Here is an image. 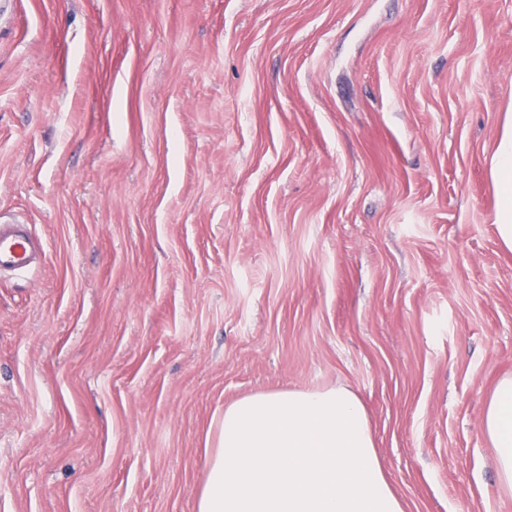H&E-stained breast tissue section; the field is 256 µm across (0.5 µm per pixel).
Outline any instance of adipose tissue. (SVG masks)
I'll list each match as a JSON object with an SVG mask.
<instances>
[{
	"mask_svg": "<svg viewBox=\"0 0 512 512\" xmlns=\"http://www.w3.org/2000/svg\"><path fill=\"white\" fill-rule=\"evenodd\" d=\"M494 224L512 252V104L491 157ZM194 512H405L376 448L365 406L344 386L239 398L217 418ZM482 429L497 482L512 497V375L486 404Z\"/></svg>",
	"mask_w": 512,
	"mask_h": 512,
	"instance_id": "ef3b65f1",
	"label": "adipose tissue"
}]
</instances>
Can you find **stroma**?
Wrapping results in <instances>:
<instances>
[{
  "label": "stroma",
  "mask_w": 512,
  "mask_h": 512,
  "mask_svg": "<svg viewBox=\"0 0 512 512\" xmlns=\"http://www.w3.org/2000/svg\"><path fill=\"white\" fill-rule=\"evenodd\" d=\"M511 101L512 0H0V512H194L226 403L332 386L406 512H512ZM489 175L495 194V231L502 246L512 252V103L501 117ZM45 251L46 241L35 236L28 224L0 221V273L26 274L40 264ZM482 429L494 450L499 488L512 497V375L501 378L486 404Z\"/></svg>",
  "instance_id": "35a3bbf8"
}]
</instances>
